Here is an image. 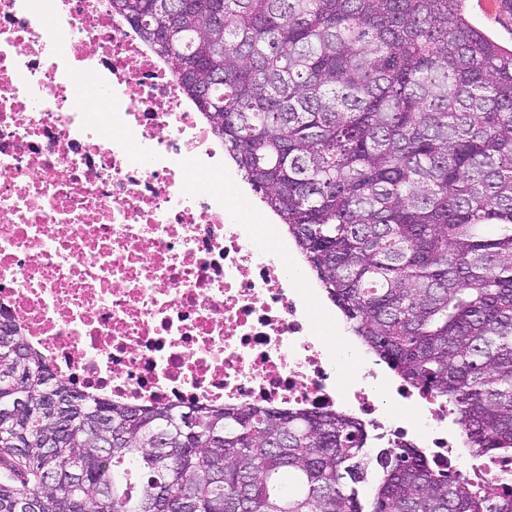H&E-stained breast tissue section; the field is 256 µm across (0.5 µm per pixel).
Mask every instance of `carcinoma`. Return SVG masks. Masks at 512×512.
Returning <instances> with one entry per match:
<instances>
[{
  "label": "carcinoma",
  "mask_w": 512,
  "mask_h": 512,
  "mask_svg": "<svg viewBox=\"0 0 512 512\" xmlns=\"http://www.w3.org/2000/svg\"><path fill=\"white\" fill-rule=\"evenodd\" d=\"M112 11L167 62L353 335L448 398L472 458L512 457V48L466 0ZM367 442L339 410L97 398L0 318V512H512V487Z\"/></svg>",
  "instance_id": "cac0c4a2"
}]
</instances>
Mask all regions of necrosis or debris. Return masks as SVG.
<instances>
[{
  "label": "necrosis or debris",
  "instance_id": "4bbe7bcc",
  "mask_svg": "<svg viewBox=\"0 0 512 512\" xmlns=\"http://www.w3.org/2000/svg\"><path fill=\"white\" fill-rule=\"evenodd\" d=\"M213 137L110 0H0V313L85 393L346 408L376 448L405 441L459 474L447 400L366 357L350 381L314 290L287 278V242L190 186L224 165ZM379 382L401 407L376 400Z\"/></svg>",
  "mask_w": 512,
  "mask_h": 512
}]
</instances>
